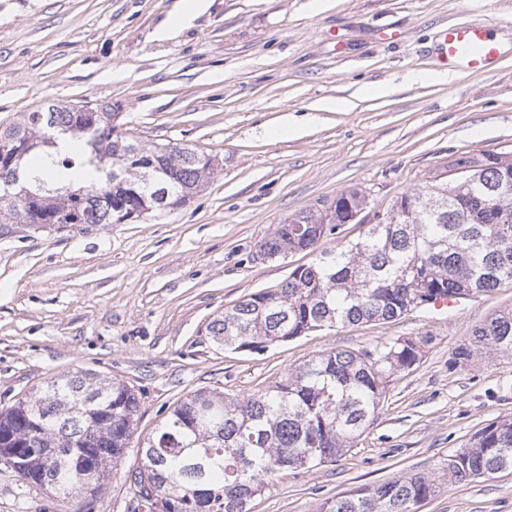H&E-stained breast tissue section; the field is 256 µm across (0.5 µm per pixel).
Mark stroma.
I'll use <instances>...</instances> for the list:
<instances>
[{
  "mask_svg": "<svg viewBox=\"0 0 512 512\" xmlns=\"http://www.w3.org/2000/svg\"><path fill=\"white\" fill-rule=\"evenodd\" d=\"M0 0V129L49 101L93 100L144 144L183 143L216 172L186 205L128 224L0 234V410L61 374L87 369L140 401L134 436L91 505L27 485L0 463V512H142L129 470L173 407L216 388L257 393L312 355L428 337L339 461L270 479L252 512H320L325 501L430 471L487 424L512 419L502 397L512 353L456 358L473 328L512 308V281L455 314L322 329L255 353L217 343L209 324L277 288L303 251L273 259L260 242L289 217L367 194L369 221L452 160L512 152V56L457 74L440 32L473 16L512 41V0ZM419 512H512V469L443 479Z\"/></svg>",
  "mask_w": 512,
  "mask_h": 512,
  "instance_id": "1",
  "label": "stroma"
}]
</instances>
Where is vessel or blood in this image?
Listing matches in <instances>:
<instances>
[{"label":"vessel or blood","instance_id":"1","mask_svg":"<svg viewBox=\"0 0 512 512\" xmlns=\"http://www.w3.org/2000/svg\"><path fill=\"white\" fill-rule=\"evenodd\" d=\"M506 53L488 21L480 16L445 29L440 55L450 69L473 73L487 69Z\"/></svg>","mask_w":512,"mask_h":512}]
</instances>
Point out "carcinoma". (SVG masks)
<instances>
[{
    "label": "carcinoma",
    "mask_w": 512,
    "mask_h": 512,
    "mask_svg": "<svg viewBox=\"0 0 512 512\" xmlns=\"http://www.w3.org/2000/svg\"><path fill=\"white\" fill-rule=\"evenodd\" d=\"M6 145L30 195L4 188L11 170L0 164L1 230L131 223L149 210L185 205L215 175L214 160L201 151L142 145L106 110L79 112L54 101L1 130ZM83 167L97 176L76 184L72 175ZM451 167L461 182L402 195L383 223L330 250L323 239L352 223L364 194L343 192L325 213L288 218L260 253L272 259L310 251L315 262L294 267L281 287L225 309L210 322V335L228 348L260 352L325 327L390 322L449 293L490 292L512 280V153L462 156ZM423 343L398 338L370 350L321 352L243 400L215 389L187 395L143 445L132 475L143 508L158 512L160 502L165 512H250L278 472L339 461L375 417L385 375L412 368ZM482 350L512 352L511 309L476 326L456 355L468 361ZM138 410L127 385L78 370L1 410L0 448L28 445L20 477L66 498L84 494L81 468L61 466L44 450L85 448L96 493L128 448ZM507 468L512 421L503 420L448 456V465L355 490L325 502L322 512H416L439 492L441 474L466 482Z\"/></svg>",
    "instance_id": "obj_1"
}]
</instances>
